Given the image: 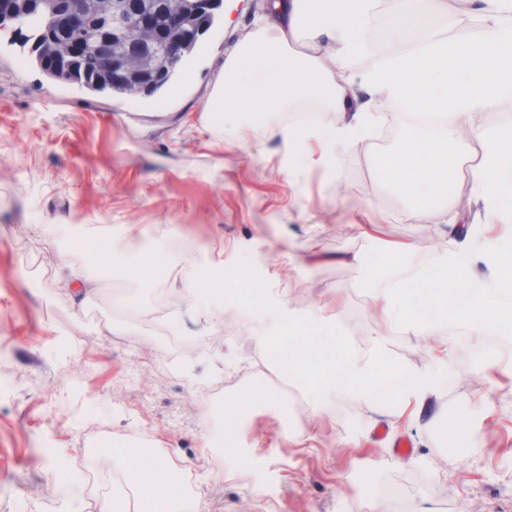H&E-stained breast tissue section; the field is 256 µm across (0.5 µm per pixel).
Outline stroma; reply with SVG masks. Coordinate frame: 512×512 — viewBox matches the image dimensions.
I'll use <instances>...</instances> for the list:
<instances>
[{
    "label": "stroma",
    "instance_id": "obj_1",
    "mask_svg": "<svg viewBox=\"0 0 512 512\" xmlns=\"http://www.w3.org/2000/svg\"><path fill=\"white\" fill-rule=\"evenodd\" d=\"M263 4L235 0L230 26L216 14L187 59L192 82L173 75L156 97L51 82L22 35L0 34V512H112L117 474L96 446L155 439L195 474L183 499L196 512H371L375 488L392 483L406 498L389 499V512H512V333L478 338L454 319L433 334L387 329L367 272L342 261L384 243L421 246L430 261L448 246L450 225L424 221L382 172L407 117L375 99L390 135L374 133L334 170L297 176L287 145L263 128L237 146L200 121ZM375 211L385 220L364 237ZM129 236L178 248V273L143 283L96 261L99 241ZM243 266L250 294L204 290L200 312L176 295ZM77 272L94 287L82 307ZM156 291L168 322L152 316ZM285 299L301 312L337 310L358 344L385 336L393 364L426 368L445 355L454 380L411 423L350 398L322 410L306 400L247 407L233 434L239 461L213 476L204 440L226 425L211 384L231 382L236 397L250 389L254 309ZM370 420L388 441L350 445ZM450 420L468 427V444L449 448ZM400 436L413 443L408 455L393 450Z\"/></svg>",
    "mask_w": 512,
    "mask_h": 512
}]
</instances>
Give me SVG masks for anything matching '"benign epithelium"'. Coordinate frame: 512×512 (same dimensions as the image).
I'll list each match as a JSON object with an SVG mask.
<instances>
[{
	"mask_svg": "<svg viewBox=\"0 0 512 512\" xmlns=\"http://www.w3.org/2000/svg\"><path fill=\"white\" fill-rule=\"evenodd\" d=\"M221 3L181 0L177 7L162 4L154 16L137 19L129 17L126 0H0V31L17 28L18 20L33 10L42 11L49 17L40 38L44 61L92 70L99 82H121L141 96L166 80L187 43L202 33L204 20ZM129 20L145 44L163 43L164 54L132 58L117 52L115 42Z\"/></svg>",
	"mask_w": 512,
	"mask_h": 512,
	"instance_id": "1",
	"label": "benign epithelium"
}]
</instances>
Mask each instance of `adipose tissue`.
<instances>
[{
  "label": "adipose tissue",
  "mask_w": 512,
  "mask_h": 512,
  "mask_svg": "<svg viewBox=\"0 0 512 512\" xmlns=\"http://www.w3.org/2000/svg\"><path fill=\"white\" fill-rule=\"evenodd\" d=\"M374 6L375 0H271L225 60L202 118L233 142L246 140L249 124L266 125L287 144L289 170L299 171L312 161L335 168L367 145L377 120L374 94L384 95L395 111L433 114V125L416 124L401 152L384 162L386 176L427 218L442 214L443 203L453 199L452 146L461 126H468L469 137L483 146L471 176V196L480 205L474 224L452 234L429 267L419 246H391L401 272L376 296L391 327L420 333L452 317L476 336L512 329L505 243L495 231L512 217V130L475 121L512 102V0H393L388 18L397 48L391 53L373 39ZM358 59L364 65L352 71ZM304 98L322 99L325 107L309 124H283L289 104ZM479 263L486 271L476 277L472 269ZM266 316L273 332L286 327L300 334L288 352V368L316 407L347 396L378 409L377 387L394 376L395 408L419 415L451 379L443 361L425 369L392 364L381 338L353 348L327 309L302 314L283 306ZM273 332L256 337L258 354L273 348ZM115 458L134 475L147 512H186V503L170 492L174 461L157 460L145 469L127 452L116 451Z\"/></svg>",
  "instance_id": "1"
}]
</instances>
